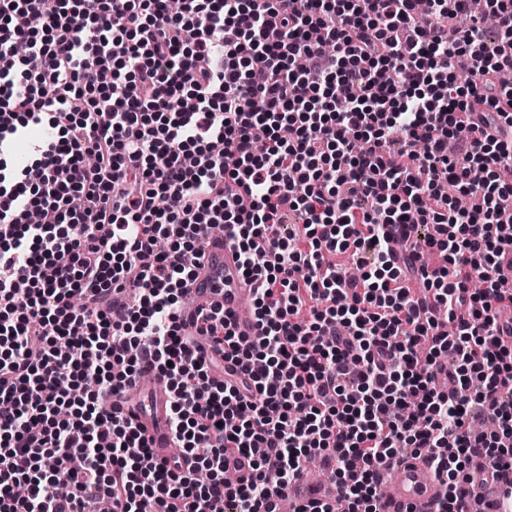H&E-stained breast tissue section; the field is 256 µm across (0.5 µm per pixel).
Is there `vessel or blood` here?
Returning <instances> with one entry per match:
<instances>
[{
    "instance_id": "1",
    "label": "vessel or blood",
    "mask_w": 512,
    "mask_h": 512,
    "mask_svg": "<svg viewBox=\"0 0 512 512\" xmlns=\"http://www.w3.org/2000/svg\"><path fill=\"white\" fill-rule=\"evenodd\" d=\"M208 274L188 288L187 310L204 302L223 305L239 334L253 339L256 331L250 305L251 286L238 272L235 253L222 231H213L207 249ZM151 382L136 411V419L144 428L149 445L159 457L169 456L173 441L169 433L167 413L171 395L165 380L153 367H146ZM492 461H485L482 472L472 479L470 512H512V491L493 482ZM438 481L424 459L405 456L391 463L381 512H433L437 500Z\"/></svg>"
}]
</instances>
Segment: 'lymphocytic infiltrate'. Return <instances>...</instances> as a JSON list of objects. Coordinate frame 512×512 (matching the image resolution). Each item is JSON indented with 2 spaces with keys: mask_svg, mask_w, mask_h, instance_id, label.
Instances as JSON below:
<instances>
[{
  "mask_svg": "<svg viewBox=\"0 0 512 512\" xmlns=\"http://www.w3.org/2000/svg\"><path fill=\"white\" fill-rule=\"evenodd\" d=\"M485 7L489 31L469 0H0V144L51 131L0 164V512H281L315 457L336 506L301 512H379L406 448L436 512H465L473 459L512 482V141L469 116L512 126V0ZM213 227L255 341L213 304L182 319ZM147 356L170 460L112 409Z\"/></svg>",
  "mask_w": 512,
  "mask_h": 512,
  "instance_id": "1",
  "label": "lymphocytic infiltrate"
}]
</instances>
